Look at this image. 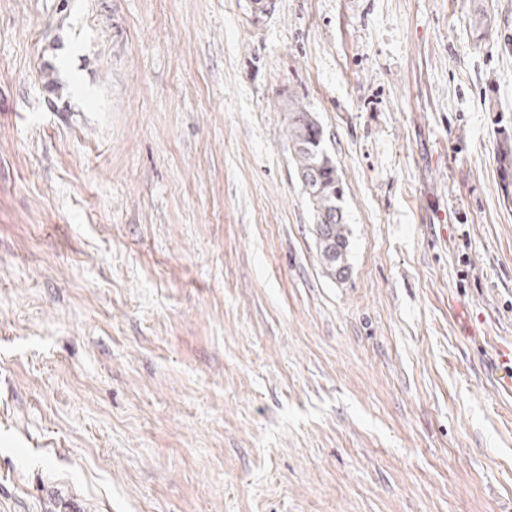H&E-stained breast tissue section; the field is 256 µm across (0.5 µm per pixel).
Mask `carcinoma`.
Here are the masks:
<instances>
[{"mask_svg":"<svg viewBox=\"0 0 512 512\" xmlns=\"http://www.w3.org/2000/svg\"><path fill=\"white\" fill-rule=\"evenodd\" d=\"M288 143L302 197L313 216L317 254L332 279L350 269V224L346 219L344 187L335 159L324 147V133L315 113L303 100L288 96Z\"/></svg>","mask_w":512,"mask_h":512,"instance_id":"carcinoma-1","label":"carcinoma"}]
</instances>
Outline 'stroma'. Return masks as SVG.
<instances>
[{"label": "stroma", "mask_w": 512, "mask_h": 512, "mask_svg": "<svg viewBox=\"0 0 512 512\" xmlns=\"http://www.w3.org/2000/svg\"><path fill=\"white\" fill-rule=\"evenodd\" d=\"M506 132L512 0H0V512H512ZM286 112L290 159L313 216L319 261L329 277L342 280L350 269L351 236L343 181L335 159L324 147L323 128L315 113L292 95Z\"/></svg>", "instance_id": "1"}]
</instances>
